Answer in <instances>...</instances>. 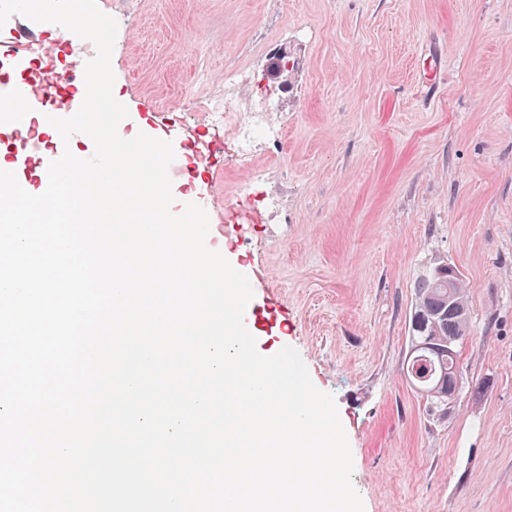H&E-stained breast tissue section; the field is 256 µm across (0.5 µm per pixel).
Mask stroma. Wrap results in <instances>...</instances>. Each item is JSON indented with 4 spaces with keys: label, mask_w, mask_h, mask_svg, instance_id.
Here are the masks:
<instances>
[{
    "label": "stroma",
    "mask_w": 512,
    "mask_h": 512,
    "mask_svg": "<svg viewBox=\"0 0 512 512\" xmlns=\"http://www.w3.org/2000/svg\"><path fill=\"white\" fill-rule=\"evenodd\" d=\"M97 4L118 21L119 133L209 135L199 104L239 66L237 112L263 103L283 127L246 164L225 134L194 200L228 215L209 246L250 282L259 353L294 347L334 396L365 512H512V0ZM439 260L471 323L442 420L405 378L415 286Z\"/></svg>",
    "instance_id": "35a3bbf8"
}]
</instances>
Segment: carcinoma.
Masks as SVG:
<instances>
[{
	"mask_svg": "<svg viewBox=\"0 0 512 512\" xmlns=\"http://www.w3.org/2000/svg\"><path fill=\"white\" fill-rule=\"evenodd\" d=\"M410 316L408 382L438 416L451 411L463 385L457 346L470 332L466 284L459 271L441 260L420 277Z\"/></svg>",
	"mask_w": 512,
	"mask_h": 512,
	"instance_id": "1",
	"label": "carcinoma"
}]
</instances>
